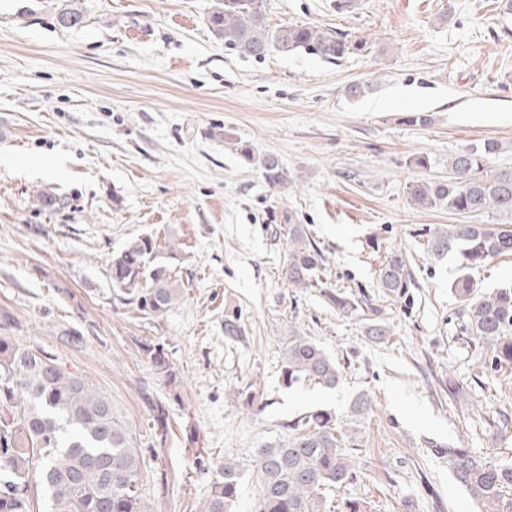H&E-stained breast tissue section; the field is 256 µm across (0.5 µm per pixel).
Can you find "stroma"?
<instances>
[{
	"mask_svg": "<svg viewBox=\"0 0 512 512\" xmlns=\"http://www.w3.org/2000/svg\"><path fill=\"white\" fill-rule=\"evenodd\" d=\"M9 0L0 15V336L44 350L107 394L136 447L155 445L146 396L168 402L169 434L143 481L148 512H200L210 492L188 429L244 472L234 512H252L253 451L316 409L352 431L358 476L325 491L326 512H474L440 448L512 462V370L483 367L460 332L454 254L436 256L444 209L413 205L409 184L448 176L454 153L497 141L490 171L512 170V12L507 0H264L270 27L311 24L364 40L337 62L269 52L243 58L215 40L216 0ZM366 88L349 98L348 85ZM427 115L424 124L408 115ZM278 158L269 185L238 150ZM425 153L424 170L413 163ZM322 249V288L282 270L287 229ZM179 243L184 294L163 318L115 300L112 254L139 235ZM402 253L415 286L388 296L378 270ZM345 291L355 312L331 306ZM246 334L224 337V307ZM385 339L370 336L371 322ZM296 328L341 369L336 389L282 384ZM164 344L168 386L140 350ZM260 391V414L237 401ZM461 395L451 397L449 384ZM369 403L356 415V400Z\"/></svg>",
	"mask_w": 512,
	"mask_h": 512,
	"instance_id": "1",
	"label": "stroma"
}]
</instances>
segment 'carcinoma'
<instances>
[{"label": "carcinoma", "mask_w": 512, "mask_h": 512, "mask_svg": "<svg viewBox=\"0 0 512 512\" xmlns=\"http://www.w3.org/2000/svg\"><path fill=\"white\" fill-rule=\"evenodd\" d=\"M215 39L242 57L262 58L275 49L336 62L364 48L362 40L310 24L270 28L263 0H220L208 17ZM499 144L462 150L448 158L446 180L415 182L408 197L425 208H446L464 218L485 213L512 216V171L485 170L486 156ZM242 159L262 169L271 186L286 181L279 160L240 149ZM436 255L457 254L465 274L453 288L462 302L464 333L489 347L483 367H512V286L472 295L468 271L496 257L512 256V227L452 224L431 241ZM177 248L151 233L129 240L112 254L108 277L113 295L147 318H161L183 291L167 259ZM326 258L303 224L288 225L285 278L294 288H315ZM378 285L402 297L413 285L402 254L395 252L378 271ZM242 313L224 310V336L243 337ZM142 352L168 385L176 372L162 344L146 341ZM282 383L304 382L332 389L341 378L336 361L311 338L292 329L283 341ZM242 407L259 411L254 384L237 389ZM158 441H167L169 406L153 404ZM288 439L255 449L260 492L254 512H325L323 491L357 477L356 462L345 451L353 441L326 410L309 412L288 424ZM448 465L479 512H512V463L500 464L446 448ZM142 449L134 446L112 400L83 375L71 372L45 353L21 348L0 337V512H33V486L42 488L48 512H145L141 495ZM196 469L209 476L210 495L202 512H232L241 486V469L198 450Z\"/></svg>", "instance_id": "obj_1"}]
</instances>
